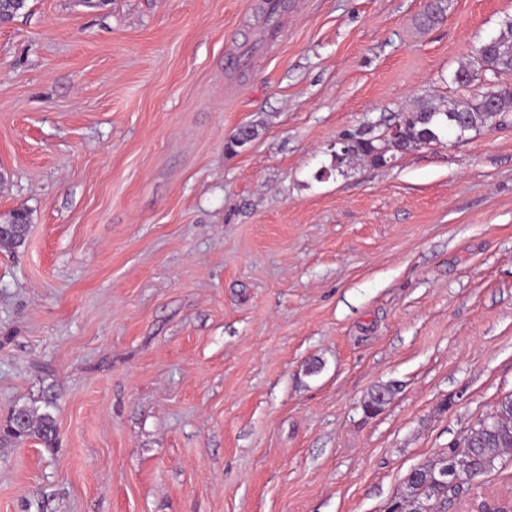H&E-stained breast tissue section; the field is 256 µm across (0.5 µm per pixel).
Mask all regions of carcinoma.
<instances>
[{
	"mask_svg": "<svg viewBox=\"0 0 512 512\" xmlns=\"http://www.w3.org/2000/svg\"><path fill=\"white\" fill-rule=\"evenodd\" d=\"M27 0H0V20L8 22L24 10ZM444 15L443 0H426L421 23L430 27ZM512 73V18L504 21L500 32L479 44L467 63L453 74V81L466 95L448 103L427 102L414 112L394 116L399 122V135L374 134L372 128H361L344 136L348 146L336 152L337 164L354 159L374 165L388 161L391 151H405L439 140L445 129L458 135L488 127L496 118L512 112V87L502 86L498 77ZM30 221L25 208L14 210L3 223L0 245L15 248L23 241ZM391 385L375 390L364 403L368 413L378 411L393 394ZM54 402L45 401L43 409L22 406L12 409L0 424V444L29 437L38 438L47 448L56 441L57 425L52 413ZM512 456V395L503 398L493 413L479 419L459 441L433 463L412 470L405 481V490L393 508L399 512H446L448 500L466 493L477 479L496 466L504 456ZM464 464L473 478L452 479L447 472Z\"/></svg>",
	"mask_w": 512,
	"mask_h": 512,
	"instance_id": "1",
	"label": "carcinoma"
}]
</instances>
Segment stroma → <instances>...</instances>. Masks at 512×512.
Here are the masks:
<instances>
[{"instance_id": "stroma-1", "label": "stroma", "mask_w": 512, "mask_h": 512, "mask_svg": "<svg viewBox=\"0 0 512 512\" xmlns=\"http://www.w3.org/2000/svg\"><path fill=\"white\" fill-rule=\"evenodd\" d=\"M27 0L0 24V512H386L512 394V113L387 164L512 0ZM259 51L243 67L224 58ZM255 137L228 148L240 127ZM381 409L363 405L378 387ZM512 498V461L447 512ZM30 221L29 212L25 208L14 210L8 219L2 224V236L0 237V245L8 247H18L23 241L27 233V227ZM53 408L54 402L48 399L41 411L40 408L28 406L12 409L0 424V444L34 436L45 447L51 448L57 433L56 420L51 411Z\"/></svg>"}]
</instances>
